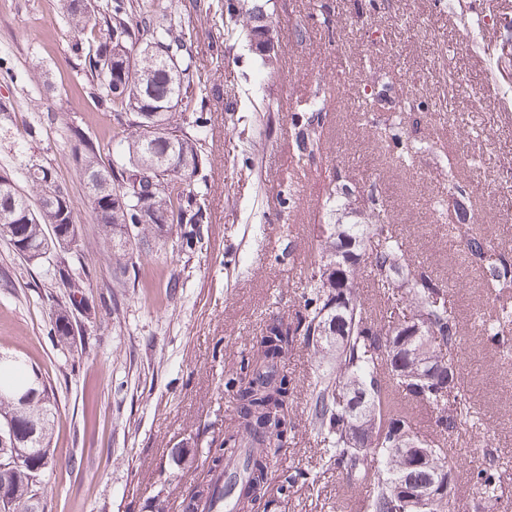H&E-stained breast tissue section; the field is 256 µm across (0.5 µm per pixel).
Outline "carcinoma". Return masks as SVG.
<instances>
[{
    "instance_id": "carcinoma-1",
    "label": "carcinoma",
    "mask_w": 512,
    "mask_h": 512,
    "mask_svg": "<svg viewBox=\"0 0 512 512\" xmlns=\"http://www.w3.org/2000/svg\"><path fill=\"white\" fill-rule=\"evenodd\" d=\"M257 5L256 0H238L215 8L193 0L184 14L175 0H63L67 23L84 53V77L113 112L112 137L106 140L76 127L67 130L72 159L86 181L87 202L99 226L102 255L121 288L135 284L141 256L160 253L169 245L190 258L202 244L207 216L199 184L207 163L209 78L195 68L188 41L195 21L202 19L229 37L238 34L252 41ZM179 105L184 110L174 111ZM319 115L317 108L303 112L295 124L298 149L311 159L318 146ZM376 136L397 151V159L405 157L399 152L403 143L395 125H377ZM22 180L26 186L15 179L14 187L0 190V211L9 208L15 216L10 223L0 222V236L12 243L19 258L47 264L46 275L63 289L51 341L68 359L74 343L86 348L85 322L96 315V307L87 303L92 269L67 184L51 168L30 161L22 168ZM346 210L347 199L338 184L326 201L329 222L317 240L319 260L305 275L303 308L287 320L266 319L256 350L241 362L248 383H239L235 391L231 425L208 444L206 480L196 490L198 502L209 508L224 503L214 477L223 473L224 458L241 447L246 432L254 435V444L234 512H247L249 502L265 494L278 459V453L267 451V433L276 430L280 449L292 432L288 408L296 385L284 371L282 357L295 342L331 356L327 365L317 368L311 422L323 445L325 466L351 482L370 485L367 512H392L390 482L402 473L391 442L370 443L361 453L344 442V436L368 424L376 410L385 411L403 433L435 448L443 462H449L439 442L417 435L393 396L431 406L442 437L465 424L466 404L449 400L448 387L419 389L407 374L395 373L384 352L390 334L399 333L406 319L420 314L431 334L406 341L405 367L439 373L455 366L459 322L446 287L425 268L408 262L382 203L373 198L360 217L342 223L339 215ZM465 215H471L470 194L455 186L448 190V224L499 302V317L486 330L495 340L512 321V257L491 248L487 237L474 230L473 220H463ZM366 271L378 295L399 306V312L374 316V306L362 300L357 287L358 276ZM0 411L13 414L15 440L9 446L24 451L9 469L12 482L0 512H29L31 500H43L44 478L55 466L51 439L59 405L49 372L28 364L22 355L0 351ZM473 482L479 497H494L492 472H477Z\"/></svg>"
}]
</instances>
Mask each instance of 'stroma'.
Wrapping results in <instances>:
<instances>
[{"label": "stroma", "mask_w": 512, "mask_h": 512, "mask_svg": "<svg viewBox=\"0 0 512 512\" xmlns=\"http://www.w3.org/2000/svg\"><path fill=\"white\" fill-rule=\"evenodd\" d=\"M321 3L273 0L278 48L270 69L261 68L246 47L220 51L215 30L197 24L193 61L211 78L203 247L188 261L169 250L141 259L135 287L123 291L120 321L97 316L91 329L96 345L83 354L78 372L65 366L47 339L57 288L41 264L20 261L0 239V272L8 275L0 281V346L57 366L56 465L46 478V512H181L208 441L231 421L230 380L266 314L286 317L299 308L300 277L318 259L314 244L327 222L324 201L340 175L357 190V207H367L373 194L384 201L410 263L442 281L459 321L454 391L466 398L472 425L457 447L449 512H512V331L496 344L484 336L482 324L495 309L489 290L448 227L434 221L430 203L447 197L448 171L425 156L415 160L410 181L386 165L371 123L382 120L388 106L366 105L352 87L336 86V74L345 68L354 78L389 79V95L399 100V73L418 67L424 44L415 42L399 57L371 53L349 23L354 0H333L329 27ZM393 8L402 33L427 21L443 34L460 13L459 0H393ZM339 39L356 45V53L337 54ZM0 56L18 74L16 82H0V172L19 171L24 160L17 143L29 125L39 124L29 153L70 189L86 255L96 262L91 295L111 292L112 270L99 259L95 215L74 170L65 127L108 135L112 121L90 94L59 0H0ZM465 65L473 82L468 100L481 109L480 126L440 132L435 144L453 149L463 141L479 143L487 172L512 164V122L484 91L482 68L471 59ZM249 79L262 81L270 109L249 113L240 125L226 105L242 96ZM317 98L324 102L320 144L308 160L296 147L294 123ZM367 110L371 121H360ZM173 276L183 286L172 294L166 283ZM282 365L297 384L290 407L295 429L276 468L278 474L299 469L306 477L285 489L278 474L272 477L277 508L260 503L250 512H343L347 501L366 499L367 489L320 464L309 419L313 355L297 346ZM486 448L496 451L498 492L491 500L479 498L472 481ZM184 453L193 455L194 465H178Z\"/></svg>", "instance_id": "1"}]
</instances>
